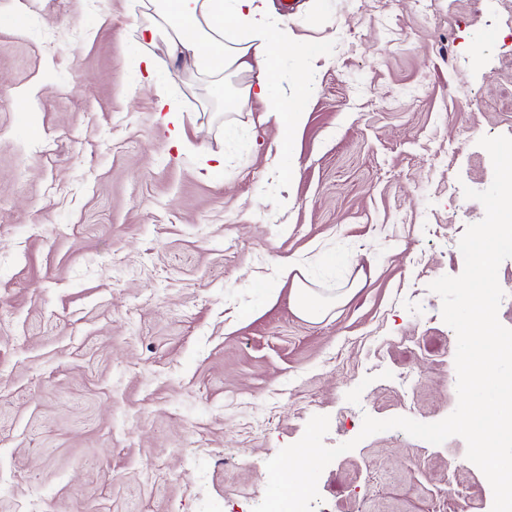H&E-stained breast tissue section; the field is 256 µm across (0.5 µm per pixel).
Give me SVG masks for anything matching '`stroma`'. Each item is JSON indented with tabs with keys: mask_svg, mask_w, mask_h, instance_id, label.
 Returning a JSON list of instances; mask_svg holds the SVG:
<instances>
[{
	"mask_svg": "<svg viewBox=\"0 0 512 512\" xmlns=\"http://www.w3.org/2000/svg\"><path fill=\"white\" fill-rule=\"evenodd\" d=\"M436 3L271 0L298 45L273 82L311 81L282 181L261 103L142 42L131 0H0V512H252L315 415L356 443L315 512H491L461 437L359 436L455 410L429 285L484 217L479 139L512 136V0ZM288 256L323 295L365 282L306 320Z\"/></svg>",
	"mask_w": 512,
	"mask_h": 512,
	"instance_id": "obj_1",
	"label": "stroma"
}]
</instances>
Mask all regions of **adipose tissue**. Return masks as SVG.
<instances>
[{
  "mask_svg": "<svg viewBox=\"0 0 512 512\" xmlns=\"http://www.w3.org/2000/svg\"><path fill=\"white\" fill-rule=\"evenodd\" d=\"M154 16L141 36L153 41L165 38L172 55H184L199 79L221 82L234 77L240 100L263 104L260 123L275 120L278 127L273 169L288 178L295 168L292 141L306 119L307 86L292 93L278 91L272 78L295 43L287 26L274 24L269 0H148ZM279 279H292L296 311L315 321L323 318L334 300H347L349 291L330 300L302 281L298 258L276 261Z\"/></svg>",
  "mask_w": 512,
  "mask_h": 512,
  "instance_id": "ef3b65f1",
  "label": "adipose tissue"
}]
</instances>
